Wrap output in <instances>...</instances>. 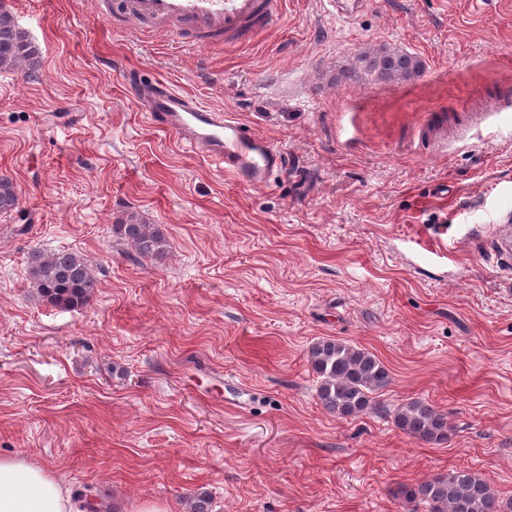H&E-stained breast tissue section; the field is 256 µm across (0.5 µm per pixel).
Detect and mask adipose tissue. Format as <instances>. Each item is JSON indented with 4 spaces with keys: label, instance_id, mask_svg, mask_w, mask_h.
I'll list each match as a JSON object with an SVG mask.
<instances>
[{
    "label": "adipose tissue",
    "instance_id": "ef3b65f1",
    "mask_svg": "<svg viewBox=\"0 0 512 512\" xmlns=\"http://www.w3.org/2000/svg\"><path fill=\"white\" fill-rule=\"evenodd\" d=\"M0 512H71L60 480L19 456L0 457Z\"/></svg>",
    "mask_w": 512,
    "mask_h": 512
}]
</instances>
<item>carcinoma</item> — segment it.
<instances>
[{"instance_id":"obj_1","label":"carcinoma","mask_w":512,"mask_h":512,"mask_svg":"<svg viewBox=\"0 0 512 512\" xmlns=\"http://www.w3.org/2000/svg\"><path fill=\"white\" fill-rule=\"evenodd\" d=\"M38 55V48L18 28L14 18L0 10V69H12L19 62ZM359 63L377 80L390 84L418 77L422 61L404 50L393 48L361 53ZM14 180L0 175V215L19 208ZM116 234L132 247L133 258L161 260L168 241L159 224H146L130 212L118 224ZM28 279L40 299L61 310L89 305L96 297L100 281L86 259L72 251L44 253L38 249L28 257ZM308 362L319 378L317 397L321 406L338 418H351L374 410L378 398L390 385L388 368L372 352L342 339L323 338L313 343ZM397 428L427 444L448 440V416L432 403L414 399L396 409ZM403 494L424 505L426 512H512V500H503L477 473L455 469L445 475L406 488Z\"/></svg>"}]
</instances>
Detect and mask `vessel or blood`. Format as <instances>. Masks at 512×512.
<instances>
[{
  "label": "vessel or blood",
  "instance_id": "vessel-or-blood-1",
  "mask_svg": "<svg viewBox=\"0 0 512 512\" xmlns=\"http://www.w3.org/2000/svg\"><path fill=\"white\" fill-rule=\"evenodd\" d=\"M129 15L144 35L173 21L185 34L199 31L223 36L233 46L255 38L280 20L288 0H126ZM324 9L348 21L365 10L369 0H323ZM135 100L146 102L153 122L175 133L192 152L209 158L239 183L265 186L282 167L283 157L264 136L246 130L228 112L204 105L164 83L132 87ZM493 250L512 266V226L493 223Z\"/></svg>",
  "mask_w": 512,
  "mask_h": 512
}]
</instances>
